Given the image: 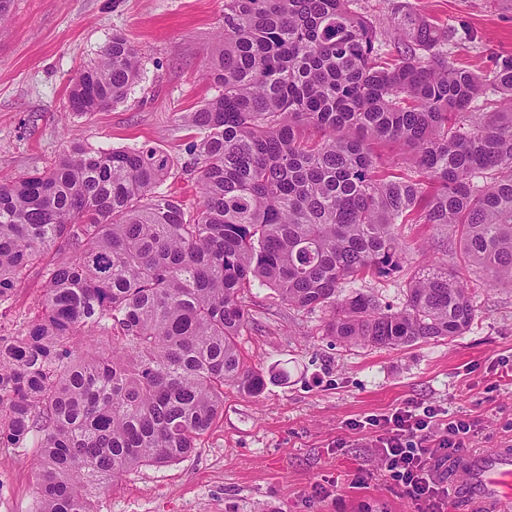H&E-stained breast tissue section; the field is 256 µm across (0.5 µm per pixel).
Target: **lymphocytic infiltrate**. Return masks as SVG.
<instances>
[{"label": "lymphocytic infiltrate", "instance_id": "lymphocytic-infiltrate-1", "mask_svg": "<svg viewBox=\"0 0 512 512\" xmlns=\"http://www.w3.org/2000/svg\"><path fill=\"white\" fill-rule=\"evenodd\" d=\"M376 427L375 455L391 484L415 512H446L448 483L442 466L464 451L478 433L470 419H444L438 406L407 405L371 418Z\"/></svg>", "mask_w": 512, "mask_h": 512}]
</instances>
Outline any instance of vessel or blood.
<instances>
[{
	"instance_id": "b4317fda",
	"label": "vessel or blood",
	"mask_w": 512,
	"mask_h": 512,
	"mask_svg": "<svg viewBox=\"0 0 512 512\" xmlns=\"http://www.w3.org/2000/svg\"><path fill=\"white\" fill-rule=\"evenodd\" d=\"M512 480V446L460 455L448 470V488L470 512H503L504 482Z\"/></svg>"
}]
</instances>
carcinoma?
<instances>
[{
    "instance_id": "1",
    "label": "carcinoma",
    "mask_w": 512,
    "mask_h": 512,
    "mask_svg": "<svg viewBox=\"0 0 512 512\" xmlns=\"http://www.w3.org/2000/svg\"><path fill=\"white\" fill-rule=\"evenodd\" d=\"M352 2L224 0L203 73L218 94L190 115L205 135L182 166L197 204L156 192L173 160L147 145L76 143L0 183V302L32 271L44 282L38 317L0 345V448L37 445L35 512H96L109 480L191 452L224 388L261 392L240 343L254 281L328 312L343 343L391 349L463 335L472 272L512 288V54L456 66L452 30L407 16L384 30ZM140 72L112 37L69 110L112 107ZM489 92L495 110L474 111ZM405 226L459 227L465 265L415 268L394 311L356 284L408 264Z\"/></svg>"
}]
</instances>
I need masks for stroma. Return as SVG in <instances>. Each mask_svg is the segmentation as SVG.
<instances>
[{"label":"stroma","instance_id":"obj_1","mask_svg":"<svg viewBox=\"0 0 512 512\" xmlns=\"http://www.w3.org/2000/svg\"><path fill=\"white\" fill-rule=\"evenodd\" d=\"M354 9L391 22L411 14L455 29L448 57L483 72L512 53V0H355ZM224 24V0H9L0 23V182L42 171L73 143L93 150L155 147L175 167L202 137L186 117L213 97L202 70ZM142 57L139 80L105 112L69 111L78 71L113 34ZM414 263L460 262L457 229L431 234ZM478 310L453 340L403 349L339 345L322 311L289 308L270 288L246 293L253 322L241 339L247 365L263 374L258 396L224 391V411L184 458L143 466L111 481L96 512H413L377 469L370 431L349 422L405 403H436L449 418L479 421L470 451L512 439V288L476 283ZM42 281L30 276L0 305V328L19 333L36 316ZM34 449L0 459V494L11 512H32Z\"/></svg>","mask_w":512,"mask_h":512}]
</instances>
